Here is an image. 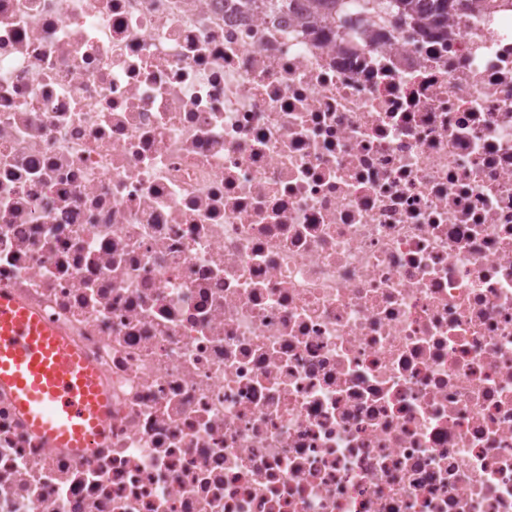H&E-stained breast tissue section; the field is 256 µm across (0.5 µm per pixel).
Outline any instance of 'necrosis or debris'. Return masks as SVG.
Masks as SVG:
<instances>
[{
    "label": "necrosis or debris",
    "instance_id": "obj_1",
    "mask_svg": "<svg viewBox=\"0 0 512 512\" xmlns=\"http://www.w3.org/2000/svg\"><path fill=\"white\" fill-rule=\"evenodd\" d=\"M0 290L112 410L0 512H512V0H0ZM396 16L408 17L412 20H419L424 23V29H431V24L437 18L448 17V3L457 10H472L486 6L487 1L478 0H395ZM431 14L435 18L428 21V15Z\"/></svg>",
    "mask_w": 512,
    "mask_h": 512
}]
</instances>
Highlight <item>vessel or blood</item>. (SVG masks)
Returning a JSON list of instances; mask_svg holds the SVG:
<instances>
[{
    "mask_svg": "<svg viewBox=\"0 0 512 512\" xmlns=\"http://www.w3.org/2000/svg\"><path fill=\"white\" fill-rule=\"evenodd\" d=\"M0 387L30 429L83 456L107 426L108 400L95 372L38 315L0 293Z\"/></svg>",
    "mask_w": 512,
    "mask_h": 512,
    "instance_id": "obj_1",
    "label": "vessel or blood"
}]
</instances>
